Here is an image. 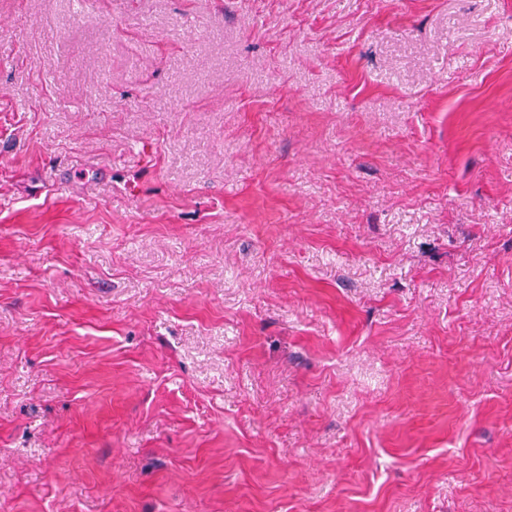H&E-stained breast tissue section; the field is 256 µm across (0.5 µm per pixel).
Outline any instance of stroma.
Wrapping results in <instances>:
<instances>
[{
    "label": "stroma",
    "mask_w": 512,
    "mask_h": 512,
    "mask_svg": "<svg viewBox=\"0 0 512 512\" xmlns=\"http://www.w3.org/2000/svg\"><path fill=\"white\" fill-rule=\"evenodd\" d=\"M0 512H512V0H0Z\"/></svg>",
    "instance_id": "stroma-1"
}]
</instances>
